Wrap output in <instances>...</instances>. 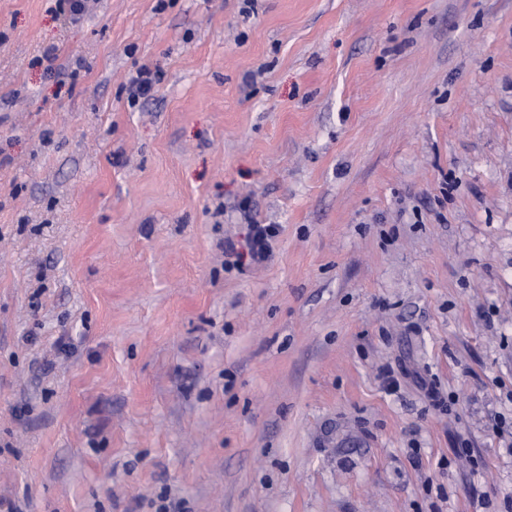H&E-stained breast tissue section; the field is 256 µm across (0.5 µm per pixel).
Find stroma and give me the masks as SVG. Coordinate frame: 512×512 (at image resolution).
I'll list each match as a JSON object with an SVG mask.
<instances>
[{"label": "stroma", "mask_w": 512, "mask_h": 512, "mask_svg": "<svg viewBox=\"0 0 512 512\" xmlns=\"http://www.w3.org/2000/svg\"><path fill=\"white\" fill-rule=\"evenodd\" d=\"M162 494L512 512V0H0V499ZM161 75L158 68L153 71L148 66H142L130 80L128 93L130 103H135L139 99L149 96L160 81ZM247 235L245 239V252H238L235 243L227 240L224 251L236 257L237 262L247 258L252 265H260L268 260L272 251V242L279 234L276 224H247Z\"/></svg>", "instance_id": "35a3bbf8"}]
</instances>
